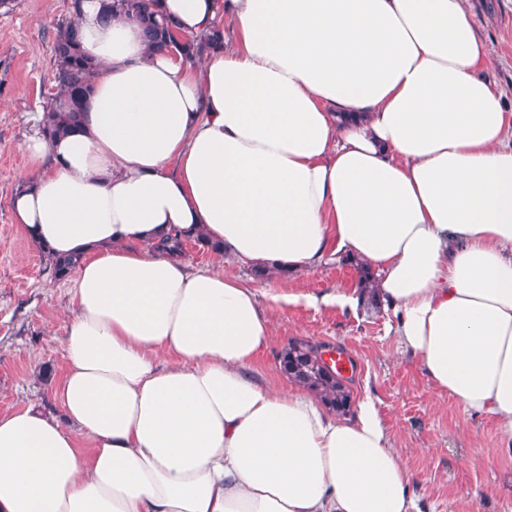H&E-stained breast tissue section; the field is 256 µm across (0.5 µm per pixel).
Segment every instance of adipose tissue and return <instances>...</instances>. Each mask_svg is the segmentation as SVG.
Listing matches in <instances>:
<instances>
[{
    "label": "adipose tissue",
    "mask_w": 512,
    "mask_h": 512,
    "mask_svg": "<svg viewBox=\"0 0 512 512\" xmlns=\"http://www.w3.org/2000/svg\"><path fill=\"white\" fill-rule=\"evenodd\" d=\"M200 60L79 0L76 133L31 138L12 198L75 256L61 412L0 413V512H420L371 397L258 379V292L172 230L279 276L367 263L439 394L512 456V126L468 0H158Z\"/></svg>",
    "instance_id": "ef3b65f1"
}]
</instances>
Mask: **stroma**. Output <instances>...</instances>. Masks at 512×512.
Masks as SVG:
<instances>
[{"label":"stroma","mask_w":512,"mask_h":512,"mask_svg":"<svg viewBox=\"0 0 512 512\" xmlns=\"http://www.w3.org/2000/svg\"><path fill=\"white\" fill-rule=\"evenodd\" d=\"M476 27L490 51L487 75L502 90L512 114V0H469ZM73 0H12L0 8V412L31 404L51 409L52 381L66 358L64 319L71 311V280L54 279L40 251L17 224L11 198L31 163L23 150L37 130L33 113L57 96L53 42L73 20ZM224 272L255 288L271 316V341L256 361L258 378L280 375V355L306 342L350 356L353 395H370L406 464L421 478V512H512V458L494 456V421L467 415L438 394L418 361L399 345L390 312L371 305L350 310L323 298L358 285L355 264L331 262L285 278L258 279L225 261Z\"/></svg>","instance_id":"stroma-1"}]
</instances>
